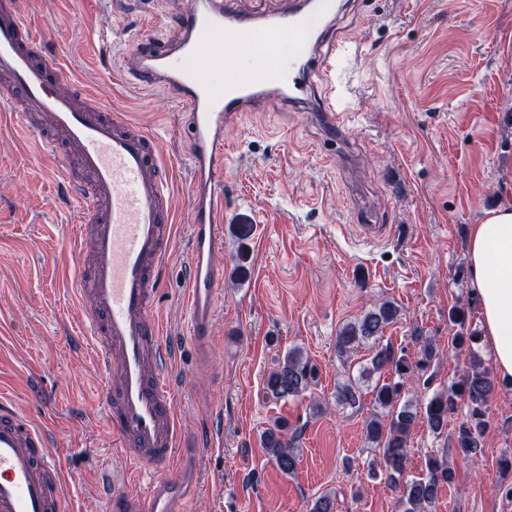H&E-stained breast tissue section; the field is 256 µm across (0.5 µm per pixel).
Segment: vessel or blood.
<instances>
[{
	"mask_svg": "<svg viewBox=\"0 0 512 512\" xmlns=\"http://www.w3.org/2000/svg\"><path fill=\"white\" fill-rule=\"evenodd\" d=\"M335 13L336 0H290L270 18L225 0H187L179 38L143 39L125 65L139 88L165 89L187 115L193 171L187 307L198 351L212 335L220 281L224 125L278 99L307 108L325 140L342 145L341 103L325 76L345 44L332 42L325 52L313 41L316 18ZM281 34L291 47L273 63L261 66L244 55L260 37ZM0 110L16 134L53 156L56 181L80 203L75 242L87 271L72 286L77 319L89 326L105 368L102 407L127 474L154 477L142 494L113 477L111 512H185L197 479L163 477L186 435L166 376L174 353L154 312L174 238L172 174L158 139L111 111L73 78L60 54L40 45L21 0H0ZM50 446L46 431L0 396V512H67L64 474Z\"/></svg>",
	"mask_w": 512,
	"mask_h": 512,
	"instance_id": "vessel-or-blood-1",
	"label": "vessel or blood"
}]
</instances>
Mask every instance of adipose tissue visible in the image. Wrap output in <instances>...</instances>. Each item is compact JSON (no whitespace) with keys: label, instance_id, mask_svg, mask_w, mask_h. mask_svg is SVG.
I'll use <instances>...</instances> for the list:
<instances>
[{"label":"adipose tissue","instance_id":"adipose-tissue-1","mask_svg":"<svg viewBox=\"0 0 512 512\" xmlns=\"http://www.w3.org/2000/svg\"><path fill=\"white\" fill-rule=\"evenodd\" d=\"M468 254L489 358L496 373L512 377V204L472 226Z\"/></svg>","mask_w":512,"mask_h":512}]
</instances>
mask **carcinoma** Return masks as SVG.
<instances>
[{
  "mask_svg": "<svg viewBox=\"0 0 512 512\" xmlns=\"http://www.w3.org/2000/svg\"><path fill=\"white\" fill-rule=\"evenodd\" d=\"M468 310L455 307L448 311V319L458 326L452 340V348L458 355H469V365L461 378L448 388L434 393L427 399L424 419L430 431L439 435L448 426V416L458 410L459 403L468 406L466 419L454 432L453 440L458 454L469 457L477 454L487 427L489 398L496 383L481 359L476 355L473 344L478 335L466 326ZM398 315V309L390 302L365 312L359 319L342 327L336 337V354L347 360L350 353L360 344L372 343V356L361 371V377L389 370L397 377L393 382L376 383L374 400L383 409H393L389 420L370 418L365 424V438L372 447L381 451L382 474L396 488L401 490L398 507L401 512H430L439 490L451 487L456 481V471L445 456L431 455L427 458L422 473L412 479L405 477L409 455L411 430L417 419L414 406L406 403L396 407L402 390L408 382L423 381L429 385L428 375L431 364L438 358L435 341L422 333L412 336L419 345L417 358L412 360L405 350H396L390 344L380 343L384 328ZM315 369L301 350L291 349L272 369L264 381V389L274 399L301 397L314 384ZM360 390L357 382L349 380L338 386L337 401L353 406L359 401ZM297 434H288V424L277 422L266 430L263 445L271 454L278 469L285 475L295 472L299 460L295 446Z\"/></svg>",
  "mask_w": 512,
  "mask_h": 512,
  "instance_id": "cac0c4a2",
  "label": "carcinoma"
}]
</instances>
